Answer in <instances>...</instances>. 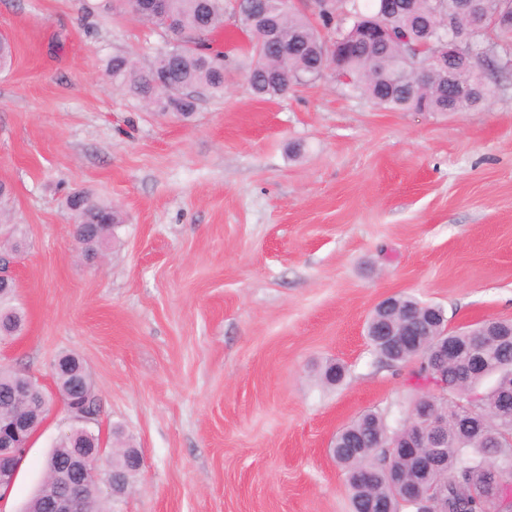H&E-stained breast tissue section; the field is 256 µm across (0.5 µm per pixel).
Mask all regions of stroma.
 <instances>
[{"mask_svg":"<svg viewBox=\"0 0 512 512\" xmlns=\"http://www.w3.org/2000/svg\"><path fill=\"white\" fill-rule=\"evenodd\" d=\"M0 0V182L22 227L20 335L0 366L55 393L77 356L102 411L145 466L115 512H350L336 433L374 410L395 421L419 360L379 361L365 324L409 294L449 330L512 319V75L491 105L392 111L331 79L271 101L246 81L250 35L224 21L223 94L190 120L161 115L104 74L161 46L120 0ZM119 208L116 239L87 260L66 197ZM343 363L341 387L314 367ZM69 428L53 401L7 512H21Z\"/></svg>","mask_w":512,"mask_h":512,"instance_id":"stroma-1","label":"stroma"}]
</instances>
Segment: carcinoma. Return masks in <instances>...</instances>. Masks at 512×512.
Here are the masks:
<instances>
[{"label": "carcinoma", "mask_w": 512, "mask_h": 512, "mask_svg": "<svg viewBox=\"0 0 512 512\" xmlns=\"http://www.w3.org/2000/svg\"><path fill=\"white\" fill-rule=\"evenodd\" d=\"M274 0H166L162 13L144 21L165 33L164 46L147 66L136 59L117 53L107 61L105 74L113 84L130 96L152 106L161 114L189 119L196 102L205 94L224 93V62L196 51L188 43L197 36L203 17L217 21L233 17L235 10L248 12L253 21L244 24L253 38V62L246 80L252 94L272 100L288 92L312 84L325 76L339 79L350 91L368 98L374 104L395 111L467 112L495 97L496 84L489 74L498 68V60L486 53L493 46L504 56L512 52V0H476L472 11L458 18L455 0H400L397 8L383 11L380 0H316L318 19L312 21L294 7L281 16L267 8ZM382 26L390 37L378 42L367 37L372 26ZM462 36L469 59L459 69L458 80L469 87L465 94L448 85V75L434 68L432 59L448 49V37ZM79 207L73 237L86 255H95L115 237L122 223L121 213L84 193L67 198V207ZM22 234L17 224L0 226V256L16 252L17 237ZM16 288L0 287V332L18 334L23 326V313L13 305ZM414 310L425 322H431L430 336L421 349L404 344L387 345L379 336L369 337L380 360L402 362L423 359L440 319L433 305L402 296L398 304L386 311V319L400 324ZM499 333L497 340L484 348L486 364L483 372L466 380V391L476 399L456 405L448 397H434L436 411L448 425L445 448H423L437 465L426 469L414 460L389 453L384 445L403 437V428L391 427L377 411L362 414L343 428L331 450L336 463L345 471L353 512H420L402 490L386 477L388 467L398 468L408 485H420L441 494L446 512H482V498L496 483L498 469L512 467V416L489 417L487 426H466L473 413H488L497 402L499 390L512 382V320L482 323ZM55 383L66 406L77 399L91 415L100 414V401L82 362L66 354L54 365ZM346 368L328 361L319 372L326 386L342 383ZM28 379L23 373L0 368V417H19L37 427L49 412L52 398L40 385L34 391L19 394ZM116 441L122 450L112 452L101 463L89 468L83 476H72L62 469L71 457L82 451V438L64 434L48 454L46 476L37 492L21 512H47L50 499L63 486L78 479L83 482L92 512H105L103 492L110 499L124 496L139 473L131 462L135 445L131 438L118 432ZM121 477V485H108L112 474Z\"/></svg>", "instance_id": "obj_1"}]
</instances>
